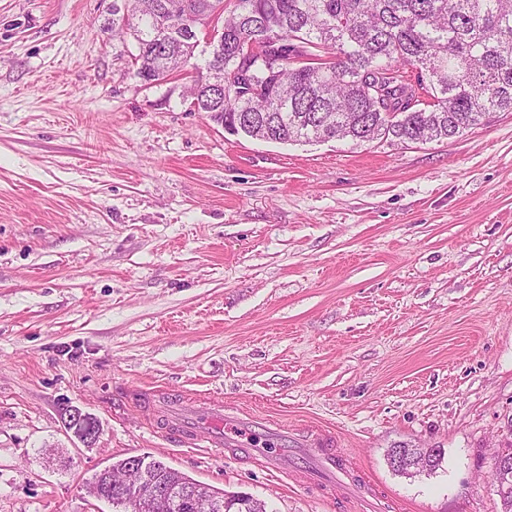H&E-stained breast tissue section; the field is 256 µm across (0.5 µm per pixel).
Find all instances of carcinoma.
<instances>
[{
	"instance_id": "cac0c4a2",
	"label": "carcinoma",
	"mask_w": 512,
	"mask_h": 512,
	"mask_svg": "<svg viewBox=\"0 0 512 512\" xmlns=\"http://www.w3.org/2000/svg\"><path fill=\"white\" fill-rule=\"evenodd\" d=\"M213 15L224 40L198 64V27ZM272 32L283 36L277 72L257 58L244 74L239 45ZM112 33L133 38L145 82L192 65L190 111L231 135L242 116L255 121L250 136L269 130L280 144L427 143L512 112V0H234L229 10L224 0H113ZM414 454L411 477L442 464ZM209 491L217 512H266L251 495Z\"/></svg>"
}]
</instances>
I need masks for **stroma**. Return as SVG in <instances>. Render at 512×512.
Returning a JSON list of instances; mask_svg holds the SVG:
<instances>
[{"label":"stroma","mask_w":512,"mask_h":512,"mask_svg":"<svg viewBox=\"0 0 512 512\" xmlns=\"http://www.w3.org/2000/svg\"><path fill=\"white\" fill-rule=\"evenodd\" d=\"M112 0H0V512H112L151 456L268 512H358L144 423L154 385L331 431L384 512H502L512 442V113L427 143L231 135L135 77ZM75 407L92 446L66 429ZM391 448H438L395 474ZM65 426L84 444L96 440L99 434V422L90 414L79 409H69L65 412ZM505 447L491 459V477L498 491L507 496L512 490V454Z\"/></svg>","instance_id":"1"}]
</instances>
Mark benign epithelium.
Masks as SVG:
<instances>
[{"mask_svg":"<svg viewBox=\"0 0 512 512\" xmlns=\"http://www.w3.org/2000/svg\"><path fill=\"white\" fill-rule=\"evenodd\" d=\"M65 426L83 443L90 444L99 434V422L78 409L65 412ZM129 478L113 481L112 469L102 471V478L119 496L128 512H147L152 498L171 495L181 512H205L213 508L212 496L201 485L186 484L172 473L162 470L160 461L149 457H132L126 464ZM491 477L498 491L512 492V452L501 447L491 459Z\"/></svg>","mask_w":512,"mask_h":512,"instance_id":"obj_1","label":"benign epithelium"}]
</instances>
